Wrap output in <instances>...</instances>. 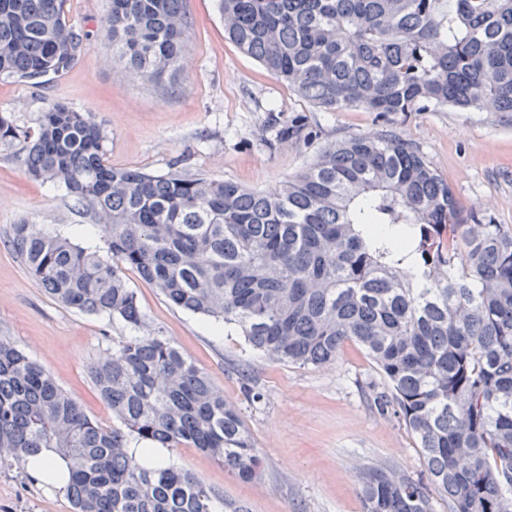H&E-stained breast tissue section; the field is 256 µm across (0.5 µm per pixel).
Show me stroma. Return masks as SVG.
I'll return each instance as SVG.
<instances>
[{
  "label": "stroma",
  "instance_id": "obj_1",
  "mask_svg": "<svg viewBox=\"0 0 512 512\" xmlns=\"http://www.w3.org/2000/svg\"><path fill=\"white\" fill-rule=\"evenodd\" d=\"M187 52L174 78L130 79L103 46L108 0H67L71 22L87 34L78 59L59 76L0 80V113L23 129L52 100L91 113L107 133L106 160L161 175L178 171L272 192L335 142L384 131L416 147L447 180L462 206L512 229V113L453 108L384 117L359 109L326 112L277 80L224 36L216 0H184ZM303 117L308 140L275 143L273 122ZM26 144L0 147V336L14 341L77 399L111 424L90 379L92 363L129 335L124 322L86 314L49 296L9 247L15 224L59 227L84 246L99 242L94 218L63 190L24 173ZM147 328L162 331L238 406L262 455L258 478L243 481L194 448L167 451L225 500L248 512H363L364 468L416 478L425 461L414 434L373 403L385 379L366 351L346 342L333 363L300 366L251 352L240 330L171 306L136 274L126 276ZM24 464L0 472V512H71L65 490L22 479Z\"/></svg>",
  "mask_w": 512,
  "mask_h": 512
}]
</instances>
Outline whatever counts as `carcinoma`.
Returning a JSON list of instances; mask_svg holds the SVG:
<instances>
[{"label": "carcinoma", "instance_id": "1", "mask_svg": "<svg viewBox=\"0 0 512 512\" xmlns=\"http://www.w3.org/2000/svg\"><path fill=\"white\" fill-rule=\"evenodd\" d=\"M184 0H111L105 49L162 83L184 57ZM225 35L329 112L512 113V0H219ZM66 0H0V79L68 70L87 34ZM30 140L33 179L95 216L103 246L15 224L28 274L61 304L123 321L90 378L112 410L92 419L0 338V471L49 449L71 470L73 512H248L191 471L133 448H197L243 480L262 458L240 409L158 332L125 275L173 306L238 327L271 360L319 366L347 341L388 384L449 512H512V230L467 213L448 181L391 133L326 148L276 195L231 181L152 175L104 159L106 132L62 100L34 133L0 114V145ZM298 119L276 141L308 139ZM414 270L411 279L405 269ZM364 512H430L424 484L372 468Z\"/></svg>", "mask_w": 512, "mask_h": 512}]
</instances>
